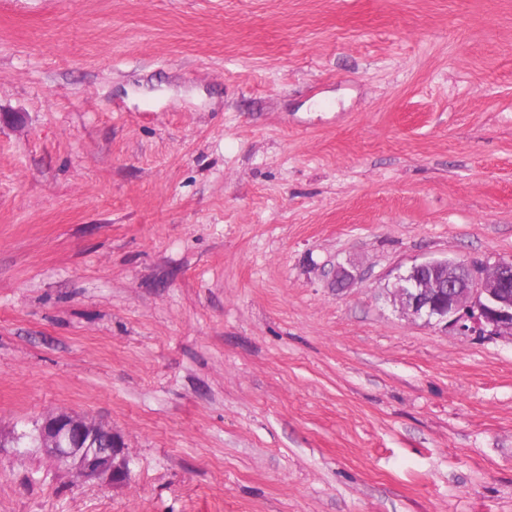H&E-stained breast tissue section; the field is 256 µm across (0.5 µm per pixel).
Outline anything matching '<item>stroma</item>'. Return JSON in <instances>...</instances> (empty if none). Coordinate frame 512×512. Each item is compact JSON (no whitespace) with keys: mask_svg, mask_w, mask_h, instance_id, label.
I'll list each match as a JSON object with an SVG mask.
<instances>
[{"mask_svg":"<svg viewBox=\"0 0 512 512\" xmlns=\"http://www.w3.org/2000/svg\"><path fill=\"white\" fill-rule=\"evenodd\" d=\"M446 257L512 258V0H0V433L132 458L0 512H512V339L392 297ZM34 447L62 465L75 482L97 480L112 488L123 485L130 474L128 448L122 435L89 415L53 411L35 426Z\"/></svg>","mask_w":512,"mask_h":512,"instance_id":"stroma-1","label":"stroma"}]
</instances>
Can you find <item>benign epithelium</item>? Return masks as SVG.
I'll use <instances>...</instances> for the list:
<instances>
[{
	"mask_svg": "<svg viewBox=\"0 0 512 512\" xmlns=\"http://www.w3.org/2000/svg\"><path fill=\"white\" fill-rule=\"evenodd\" d=\"M393 296L406 314L426 324L451 325L464 335L512 337V259L489 270L464 260L414 263L398 276ZM32 439L75 482L97 480L115 488L129 477L122 435L89 415L48 412Z\"/></svg>",
	"mask_w": 512,
	"mask_h": 512,
	"instance_id": "7a95c632",
	"label": "benign epithelium"
}]
</instances>
